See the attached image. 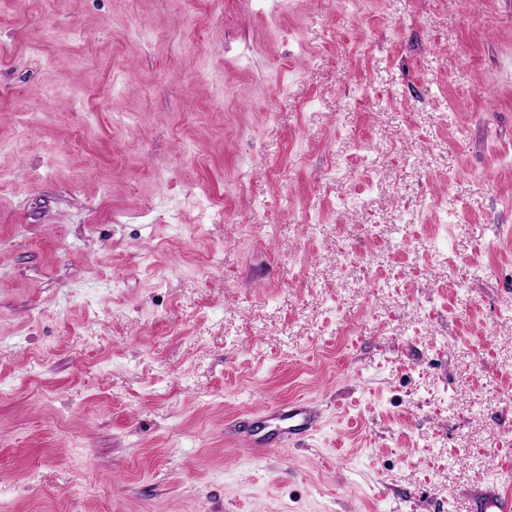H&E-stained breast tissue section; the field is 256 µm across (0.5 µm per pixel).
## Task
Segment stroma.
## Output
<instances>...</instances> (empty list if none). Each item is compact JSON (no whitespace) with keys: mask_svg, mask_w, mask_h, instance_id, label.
<instances>
[{"mask_svg":"<svg viewBox=\"0 0 512 512\" xmlns=\"http://www.w3.org/2000/svg\"><path fill=\"white\" fill-rule=\"evenodd\" d=\"M293 399L316 431L230 440ZM492 484L512 0H0L6 512H474Z\"/></svg>","mask_w":512,"mask_h":512,"instance_id":"stroma-1","label":"stroma"}]
</instances>
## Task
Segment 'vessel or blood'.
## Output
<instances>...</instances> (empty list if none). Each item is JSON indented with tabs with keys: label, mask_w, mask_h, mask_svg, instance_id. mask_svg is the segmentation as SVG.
I'll list each match as a JSON object with an SVG mask.
<instances>
[{
	"label": "vessel or blood",
	"mask_w": 512,
	"mask_h": 512,
	"mask_svg": "<svg viewBox=\"0 0 512 512\" xmlns=\"http://www.w3.org/2000/svg\"><path fill=\"white\" fill-rule=\"evenodd\" d=\"M318 422L316 412L304 401L289 404L286 412L260 417L249 426L230 422L229 429L257 447L271 442H287L296 436L315 430ZM475 512H512V493L491 488L482 492L476 502Z\"/></svg>",
	"instance_id": "1"
}]
</instances>
